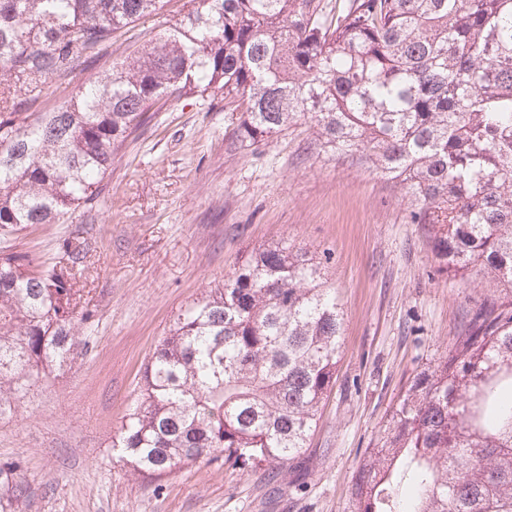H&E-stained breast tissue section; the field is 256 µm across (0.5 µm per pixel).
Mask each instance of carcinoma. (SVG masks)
Returning <instances> with one entry per match:
<instances>
[{"mask_svg": "<svg viewBox=\"0 0 512 512\" xmlns=\"http://www.w3.org/2000/svg\"><path fill=\"white\" fill-rule=\"evenodd\" d=\"M164 0H0V228L92 209L113 155L171 97L224 100L231 143L297 121L413 197L435 270L497 295L408 383L351 487L355 512H512V0H187L138 54L28 112ZM0 247V416L86 346L74 279ZM344 312L320 263L252 250L184 311L112 451L150 483L219 458L284 468L336 379ZM0 512L29 486L0 466ZM66 87L67 89H65ZM73 89L74 84L68 85V79L60 80L58 78H53L50 82V89L48 90L46 96L42 99L41 102L30 108L28 112H49L60 103L64 94L63 90H65V92H69Z\"/></svg>", "mask_w": 512, "mask_h": 512, "instance_id": "cac0c4a2", "label": "carcinoma"}]
</instances>
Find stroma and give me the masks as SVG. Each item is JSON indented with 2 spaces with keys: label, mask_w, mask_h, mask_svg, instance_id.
<instances>
[{
  "label": "stroma",
  "mask_w": 512,
  "mask_h": 512,
  "mask_svg": "<svg viewBox=\"0 0 512 512\" xmlns=\"http://www.w3.org/2000/svg\"><path fill=\"white\" fill-rule=\"evenodd\" d=\"M160 33H118L120 61ZM221 100L173 98L120 150L90 212L10 233L33 264L88 250L77 283L95 313L87 350L0 418V463H20L26 512H354L351 485L414 375L445 355L486 280L439 276L412 198L351 158L316 150L301 122L231 150ZM284 241L320 261L345 310L336 381L310 446L283 469L201 462L143 483L112 453L143 367L178 316L249 251Z\"/></svg>",
  "instance_id": "stroma-1"
}]
</instances>
